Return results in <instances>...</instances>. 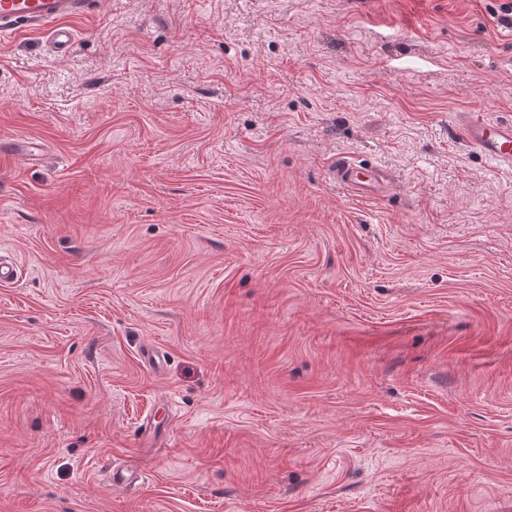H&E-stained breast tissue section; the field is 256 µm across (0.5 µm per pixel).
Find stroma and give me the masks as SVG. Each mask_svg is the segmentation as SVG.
Instances as JSON below:
<instances>
[{"label": "stroma", "mask_w": 512, "mask_h": 512, "mask_svg": "<svg viewBox=\"0 0 512 512\" xmlns=\"http://www.w3.org/2000/svg\"><path fill=\"white\" fill-rule=\"evenodd\" d=\"M503 2L0 37V512H512V165L461 135L512 120ZM336 180L356 196L373 197L382 190L383 180L376 167L356 162L351 156L339 157L332 163Z\"/></svg>", "instance_id": "35a3bbf8"}]
</instances>
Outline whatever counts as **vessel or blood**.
<instances>
[{"label":"vessel or blood","mask_w":512,"mask_h":512,"mask_svg":"<svg viewBox=\"0 0 512 512\" xmlns=\"http://www.w3.org/2000/svg\"><path fill=\"white\" fill-rule=\"evenodd\" d=\"M94 0H0V33L24 29L49 30L55 49L71 47L73 32L68 20L87 15ZM465 140L488 161L512 164V121L497 120L481 113L471 114L463 128ZM331 172L351 193L373 197L382 190L383 180L376 167L342 156L333 162Z\"/></svg>","instance_id":"vessel-or-blood-1"}]
</instances>
